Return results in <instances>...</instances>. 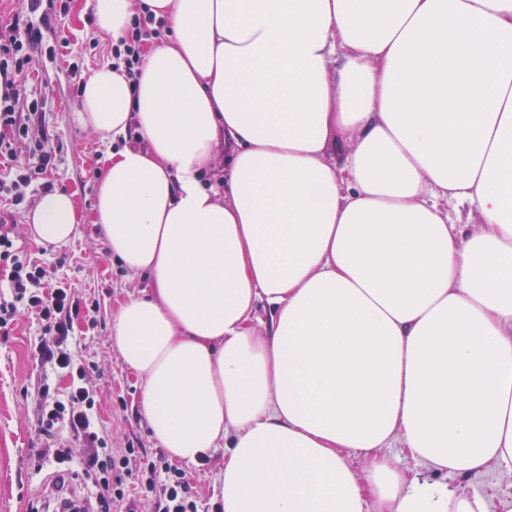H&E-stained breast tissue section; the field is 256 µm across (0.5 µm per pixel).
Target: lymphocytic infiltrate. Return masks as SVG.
<instances>
[{"label": "lymphocytic infiltrate", "mask_w": 512, "mask_h": 512, "mask_svg": "<svg viewBox=\"0 0 512 512\" xmlns=\"http://www.w3.org/2000/svg\"><path fill=\"white\" fill-rule=\"evenodd\" d=\"M54 2L22 0L12 16L0 19V158L15 163L0 176V199L11 207L9 213H0V272L7 282L6 292L0 293V329L12 325L20 311L34 314L42 334L35 348L38 360L69 376L70 383L62 392L48 380H40L37 422L48 436L57 427H68L79 442L83 474L93 488L96 512H136L127 501L132 486L146 505L144 512H197L180 468L149 460L131 446L109 447L96 426L97 393L88 381L97 365L75 356L70 343L75 318L94 323L98 307L81 305L71 289L49 284L44 269L31 264L14 245L13 208L26 203L32 182H39L43 192L52 191L49 176L58 167V152L50 144L46 126L45 102L25 82L31 55L42 43L43 27L63 20ZM160 27L154 15L143 14L136 21L134 38H122L112 45L113 66H124L128 76H135L143 45L159 38Z\"/></svg>", "instance_id": "f902f5d3"}]
</instances>
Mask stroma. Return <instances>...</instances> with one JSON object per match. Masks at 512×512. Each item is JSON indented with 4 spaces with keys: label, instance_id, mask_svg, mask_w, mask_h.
I'll list each match as a JSON object with an SVG mask.
<instances>
[{
    "label": "stroma",
    "instance_id": "stroma-1",
    "mask_svg": "<svg viewBox=\"0 0 512 512\" xmlns=\"http://www.w3.org/2000/svg\"><path fill=\"white\" fill-rule=\"evenodd\" d=\"M68 16L63 30H44V45L54 56L34 54L31 79L47 100L46 120L61 161L50 179L56 190L71 194L84 218L77 236L55 246L38 242L20 211L14 229L15 244L34 262L42 265L52 283L75 288L80 300L97 302L95 326L76 320L72 349L76 355L94 360L99 370L91 384L100 400L99 426L112 447L132 445L151 458L166 452L152 438L139 412L141 381L122 363L112 347V310L116 299L141 294L144 277L133 274L113 256L105 238L90 216L96 189L112 151L111 140L84 129L77 119L79 98L73 75L89 76L110 63L112 37L94 23L95 0H67ZM40 335L35 316L21 314L9 335H0V512H43L51 490H72L91 495L80 460L57 465L42 462L39 454L48 441L37 427V401L33 386L48 378L52 386L66 388L68 377L47 372L34 357ZM224 467L223 451L197 465L185 466L198 512H216L221 499L218 478ZM467 493L483 498L489 512H497L501 500H512V476L496 472L461 481Z\"/></svg>",
    "mask_w": 512,
    "mask_h": 512
}]
</instances>
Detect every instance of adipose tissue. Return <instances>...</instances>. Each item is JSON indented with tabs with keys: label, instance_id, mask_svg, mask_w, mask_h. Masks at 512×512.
<instances>
[{
	"label": "adipose tissue",
	"instance_id": "ef3b65f1",
	"mask_svg": "<svg viewBox=\"0 0 512 512\" xmlns=\"http://www.w3.org/2000/svg\"><path fill=\"white\" fill-rule=\"evenodd\" d=\"M138 4L167 40L79 119L144 137L93 215L148 281L112 346L151 436L223 450V512H487L456 481L512 476V0H96L100 29ZM80 220L59 191L29 216ZM380 453L388 457L398 468L407 472L410 476H418L420 478L431 476L428 467L419 461L414 460L406 448L395 443L392 448L381 449Z\"/></svg>",
	"mask_w": 512,
	"mask_h": 512
}]
</instances>
